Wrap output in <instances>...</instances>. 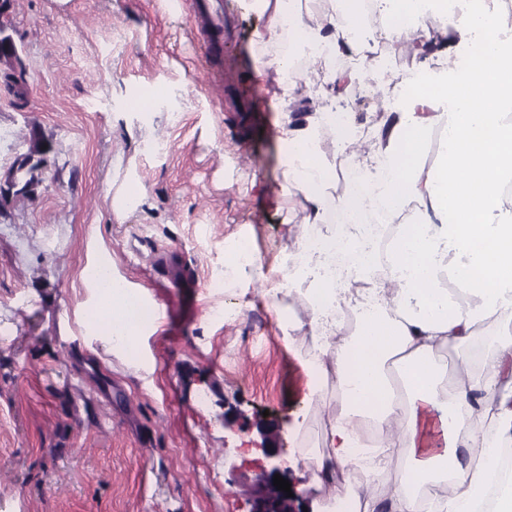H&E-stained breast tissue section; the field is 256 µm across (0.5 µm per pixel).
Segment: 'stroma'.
<instances>
[{"mask_svg":"<svg viewBox=\"0 0 512 512\" xmlns=\"http://www.w3.org/2000/svg\"><path fill=\"white\" fill-rule=\"evenodd\" d=\"M197 3L13 4L28 96L19 109L0 94V174L29 124L55 154L36 197L0 217V512H249L265 413L303 495L331 500L304 456L324 426L304 401L310 347L278 321H301L300 299L277 312L264 294L304 218L277 204L278 84L251 79L260 21L249 0H222L217 31L198 24ZM381 74L369 61L349 92L358 128L376 121L380 97L365 89ZM144 92L157 98L147 118ZM150 140L166 152L144 153ZM132 173L148 201L120 223L106 190ZM244 226L263 268L247 295H213L224 240ZM107 259L164 311L130 349L90 324L87 271ZM217 306L229 320L210 317Z\"/></svg>","mask_w":512,"mask_h":512,"instance_id":"stroma-1","label":"stroma"}]
</instances>
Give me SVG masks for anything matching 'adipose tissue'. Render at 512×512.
Returning <instances> with one entry per match:
<instances>
[{
  "instance_id": "obj_1",
  "label": "adipose tissue",
  "mask_w": 512,
  "mask_h": 512,
  "mask_svg": "<svg viewBox=\"0 0 512 512\" xmlns=\"http://www.w3.org/2000/svg\"><path fill=\"white\" fill-rule=\"evenodd\" d=\"M457 2L464 17L450 33L422 20L427 10L447 13L448 0H374L393 19L383 31L388 45L409 34L406 53L418 80L371 129L368 181L340 192L321 141L329 132L346 147L355 115L345 111L332 122L326 106L345 98L363 68L325 75L296 118L290 107L298 83L319 70V58L299 65L278 53L254 62L258 83L290 68L297 74L276 103L282 203L300 197L309 224H332L341 214L360 225L364 202L375 198L389 216L407 218L384 267L358 239L330 236L314 246L305 259L312 286L300 293L308 319L287 326L317 352L308 399L336 380V404L309 461L318 486L335 490L354 512H481L500 443L512 440V37L503 34L499 0ZM338 3L337 13L323 14L302 11L301 0H253L265 20L256 39L302 37L339 56L363 55V0ZM464 42L470 48L461 60L449 46ZM437 56L440 76L432 67ZM339 245L352 254L341 288L326 276ZM111 299V340L152 324L151 305L125 281L113 279ZM344 305L362 310L349 333L328 312ZM367 417L378 430L374 475L403 463L382 500L346 478ZM441 480L446 488L424 508L419 487Z\"/></svg>"
}]
</instances>
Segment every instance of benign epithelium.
<instances>
[{
    "label": "benign epithelium",
    "mask_w": 512,
    "mask_h": 512,
    "mask_svg": "<svg viewBox=\"0 0 512 512\" xmlns=\"http://www.w3.org/2000/svg\"><path fill=\"white\" fill-rule=\"evenodd\" d=\"M263 441L257 445L267 460L261 473L253 484L245 489V495L251 505L250 512H304L303 497L297 491L296 485H291L293 496H287L284 491H273V476H285L279 461V449L273 447L275 433L274 423L270 420H260Z\"/></svg>",
    "instance_id": "7a95c632"
}]
</instances>
